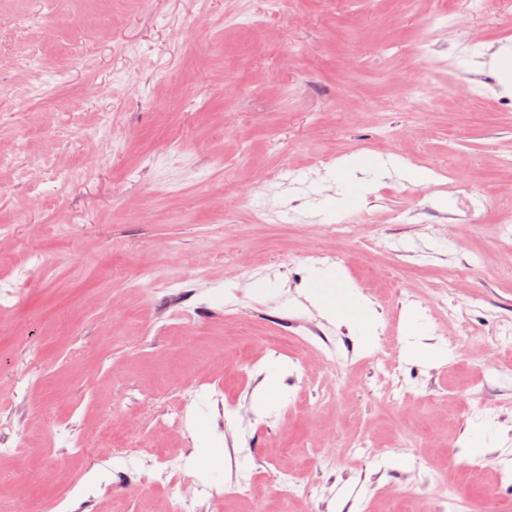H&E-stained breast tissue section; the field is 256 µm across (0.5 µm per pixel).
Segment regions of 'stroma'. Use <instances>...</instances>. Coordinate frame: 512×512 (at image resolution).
<instances>
[{
    "label": "stroma",
    "mask_w": 512,
    "mask_h": 512,
    "mask_svg": "<svg viewBox=\"0 0 512 512\" xmlns=\"http://www.w3.org/2000/svg\"><path fill=\"white\" fill-rule=\"evenodd\" d=\"M444 6L464 27L433 24ZM498 51L512 58V0H0V86L34 94L0 103V389L22 393L23 440L0 455V512H50L70 488L85 512H164L143 468L162 453L199 512H427L439 477L512 512ZM90 80L109 97L85 98ZM361 155L383 170L334 208L337 162ZM351 216L350 236L326 234ZM316 251L330 261L307 265ZM151 270L193 288L207 328L175 318ZM319 273L367 304L371 335L311 304ZM299 322L335 338V361L311 358ZM219 351L217 400L197 361ZM191 381L184 441L158 416ZM82 420L104 468L73 451ZM283 472L312 502L283 500Z\"/></svg>",
    "instance_id": "35a3bbf8"
}]
</instances>
